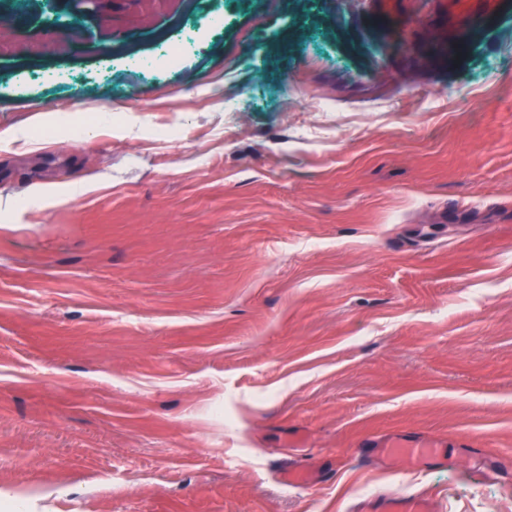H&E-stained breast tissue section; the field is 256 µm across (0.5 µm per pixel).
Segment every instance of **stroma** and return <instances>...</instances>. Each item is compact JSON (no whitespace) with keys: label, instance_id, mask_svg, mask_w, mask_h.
I'll use <instances>...</instances> for the list:
<instances>
[{"label":"stroma","instance_id":"35a3bbf8","mask_svg":"<svg viewBox=\"0 0 512 512\" xmlns=\"http://www.w3.org/2000/svg\"><path fill=\"white\" fill-rule=\"evenodd\" d=\"M483 6L0 0L38 48L0 54V512H512L462 451L512 456V0ZM397 433L447 467L361 460ZM290 484L305 486L317 482H326L329 472L326 470L312 469L301 462L291 466L286 472ZM376 504L382 512H432L435 511L433 502L422 495L412 493L400 496H384L368 503L365 511L377 510L370 506Z\"/></svg>","mask_w":512,"mask_h":512}]
</instances>
